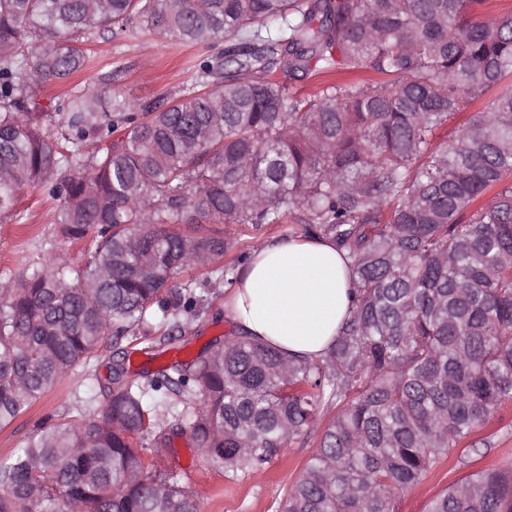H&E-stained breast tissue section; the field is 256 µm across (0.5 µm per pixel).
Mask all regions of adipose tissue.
<instances>
[{"instance_id":"obj_1","label":"adipose tissue","mask_w":512,"mask_h":512,"mask_svg":"<svg viewBox=\"0 0 512 512\" xmlns=\"http://www.w3.org/2000/svg\"><path fill=\"white\" fill-rule=\"evenodd\" d=\"M354 304L350 261L328 239L297 235L258 245L224 309L249 335L284 353L322 358Z\"/></svg>"}]
</instances>
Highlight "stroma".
I'll use <instances>...</instances> for the list:
<instances>
[{
	"mask_svg": "<svg viewBox=\"0 0 512 512\" xmlns=\"http://www.w3.org/2000/svg\"><path fill=\"white\" fill-rule=\"evenodd\" d=\"M86 64L71 78V83L89 90L113 88L132 100L155 101L179 97L194 83L200 64L214 50L204 44L185 43L143 29L131 23L125 32L115 35L97 31L82 42ZM56 203L36 189L21 192L18 209L25 216L18 224L0 219V271H19L37 262L42 242L55 237ZM225 239L234 244L237 255L250 253L263 241L303 234L301 224H268L252 229L247 224H227ZM205 292L209 309L199 318L182 321L174 334V349L165 357L155 355L160 334L151 331L139 334L137 341L122 342L128 350L130 373L141 369H157L164 359L174 358L177 350L197 354L212 340L237 334L238 328L224 312L225 281H207ZM118 349L102 346L95 361V379L78 375L61 384L21 414L7 428L0 429V462L6 461L23 448L35 424L43 417L63 415L74 403L75 393L99 395L98 384L108 379ZM319 434L311 432L288 444L278 459L263 474H242L227 479L222 468L197 457L185 439L175 441L178 464L185 469V481L199 496L201 512H275L280 499L296 482L309 458L315 453ZM490 449H483V442ZM466 452H453L437 460L426 478L416 487L402 493L399 512H426L430 502L460 478L473 470L491 468L512 461V401L502 404L488 425L466 440Z\"/></svg>",
	"mask_w": 512,
	"mask_h": 512,
	"instance_id": "obj_1",
	"label": "stroma"
}]
</instances>
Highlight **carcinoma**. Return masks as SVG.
Returning <instances> with one entry per match:
<instances>
[{
    "instance_id": "obj_1",
    "label": "carcinoma",
    "mask_w": 512,
    "mask_h": 512,
    "mask_svg": "<svg viewBox=\"0 0 512 512\" xmlns=\"http://www.w3.org/2000/svg\"><path fill=\"white\" fill-rule=\"evenodd\" d=\"M484 0H0V218L62 200V240L0 273V429L130 333L199 317L187 269L233 279L206 224H303L347 254L354 310L309 360L239 333L140 379L129 352L95 398L0 464V512H200L170 457L186 437L229 479L337 414L280 512H396L512 400V10ZM224 43L176 99L107 88L40 103L85 65L79 38L132 21ZM371 73L315 94L276 73ZM490 96L451 140L435 132ZM124 129L123 138L110 139ZM183 406L184 424L160 412ZM156 448L151 460L144 441ZM427 512H512V466L475 470Z\"/></svg>"
}]
</instances>
